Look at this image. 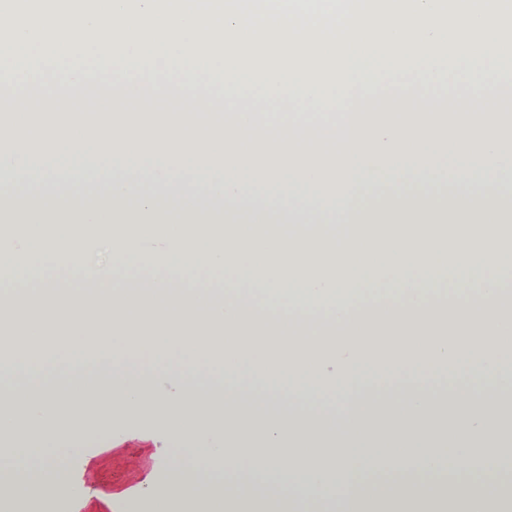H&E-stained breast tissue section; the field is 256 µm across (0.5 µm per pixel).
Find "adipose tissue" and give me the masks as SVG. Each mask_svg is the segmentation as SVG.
I'll return each instance as SVG.
<instances>
[{
	"mask_svg": "<svg viewBox=\"0 0 512 512\" xmlns=\"http://www.w3.org/2000/svg\"><path fill=\"white\" fill-rule=\"evenodd\" d=\"M0 159V380L47 365L111 364L120 383L14 390L0 402V476L17 494L0 512L54 503L73 482L69 512H127L140 502L165 512H512V486L497 465L512 447L499 393L512 354V296L499 273L512 265V156L480 158L478 180L442 187L434 159L311 160L236 148L219 135H150L106 128L9 129ZM81 147L113 157L108 175L76 193L51 179L17 182L36 151ZM188 167L208 177L187 184ZM397 181L381 177L382 168ZM343 190L322 194L325 173ZM298 183L287 201L245 192L229 178ZM107 243L110 265L94 269L93 292L57 287L60 257ZM154 268L127 292L112 275L131 263ZM221 269L218 291L181 287L186 272ZM30 288L15 295V274ZM467 363L482 403L407 400L360 410L364 381L387 390L406 377L430 384L439 369ZM163 369L158 390L148 373ZM215 385L200 395L195 382ZM263 388L314 405L337 393L348 435L337 443L313 426L255 417L225 402L224 385ZM162 437L151 458L170 459L167 483L145 475L101 490L124 457L116 435ZM96 443L99 456L86 447ZM82 463L71 473L68 460ZM426 480L399 491L361 481L376 464ZM478 471L470 491L447 488V471ZM292 487L263 495L257 480Z\"/></svg>",
	"mask_w": 512,
	"mask_h": 512,
	"instance_id": "obj_1",
	"label": "adipose tissue"
}]
</instances>
